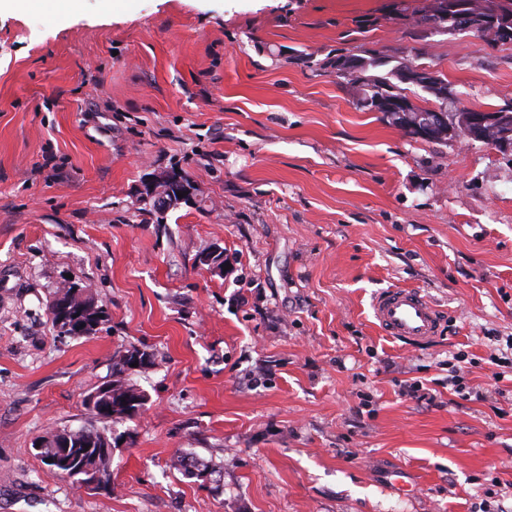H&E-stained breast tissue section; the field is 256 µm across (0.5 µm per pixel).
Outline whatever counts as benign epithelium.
Wrapping results in <instances>:
<instances>
[{"mask_svg": "<svg viewBox=\"0 0 512 512\" xmlns=\"http://www.w3.org/2000/svg\"><path fill=\"white\" fill-rule=\"evenodd\" d=\"M455 16L458 28L474 33L480 39L492 36L500 41H512V28L497 25L490 17L471 10L469 0H461ZM404 79L419 86L436 83V74L426 67H412L404 72ZM374 112H385L392 123L410 136L429 142H444L457 138L458 131L472 141L490 142L500 148H512V109L462 108L458 111L457 123L446 122L442 110L422 109L409 98L391 95L377 97L370 105ZM185 193L178 197L177 192ZM192 186L186 182V175L180 171L165 172L148 182L146 198L163 210L191 201ZM198 264L213 272L224 273V250L216 248L198 257Z\"/></svg>", "mask_w": 512, "mask_h": 512, "instance_id": "1", "label": "benign epithelium"}]
</instances>
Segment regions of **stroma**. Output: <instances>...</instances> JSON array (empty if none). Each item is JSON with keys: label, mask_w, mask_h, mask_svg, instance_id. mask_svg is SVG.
<instances>
[{"label": "stroma", "mask_w": 512, "mask_h": 512, "mask_svg": "<svg viewBox=\"0 0 512 512\" xmlns=\"http://www.w3.org/2000/svg\"><path fill=\"white\" fill-rule=\"evenodd\" d=\"M432 3L0 10V512L512 504V372L492 377L512 336V151L413 138L298 61L428 67L452 94L408 87L426 109L512 103V44L417 25ZM172 169L192 201L145 222L148 179ZM216 247L221 275L197 263ZM69 278L104 312L94 334L52 325ZM395 287L437 306L441 336L381 333L371 301ZM134 347L146 404L107 426L110 485L81 487L39 445L94 423L86 396Z\"/></svg>", "instance_id": "35a3bbf8"}]
</instances>
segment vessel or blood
<instances>
[{
  "instance_id": "obj_1",
  "label": "vessel or blood",
  "mask_w": 512,
  "mask_h": 512,
  "mask_svg": "<svg viewBox=\"0 0 512 512\" xmlns=\"http://www.w3.org/2000/svg\"><path fill=\"white\" fill-rule=\"evenodd\" d=\"M373 317L381 331L407 343H427L440 336L443 320L420 291L389 288L377 293L372 302Z\"/></svg>"
}]
</instances>
